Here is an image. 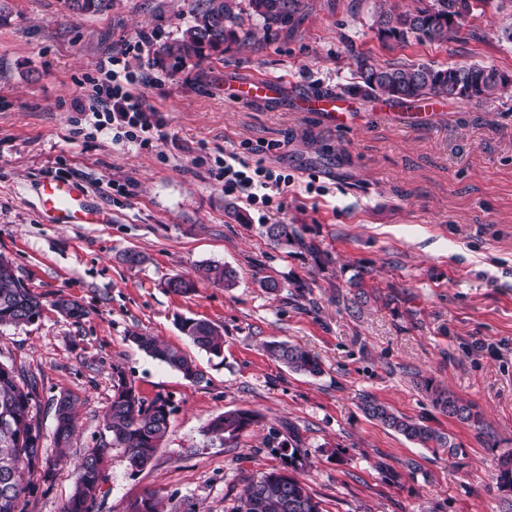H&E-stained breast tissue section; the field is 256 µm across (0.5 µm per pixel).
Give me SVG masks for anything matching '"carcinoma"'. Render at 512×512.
<instances>
[{
	"mask_svg": "<svg viewBox=\"0 0 512 512\" xmlns=\"http://www.w3.org/2000/svg\"><path fill=\"white\" fill-rule=\"evenodd\" d=\"M204 0L197 9L193 24L182 39L165 43L159 53L176 60L199 57L206 51H224V44L239 40L238 30L254 17L266 31L278 30L291 24L305 8L304 0ZM67 12L89 14L101 12L112 5V0H63ZM474 7L470 0H417V6L404 12L383 7L376 11L375 26L379 37L404 42L410 36L418 41H446L453 38L467 22ZM347 92L381 95L395 102L422 101L430 98H453L467 101H487L512 92V80L504 79L502 72L483 63L453 64L448 67L427 63H395L385 66L360 55L356 60V82ZM263 233L277 246H286L297 235L292 224H265ZM196 278L174 275L166 288L178 295L195 290V280L208 281L230 288L235 284L233 269L215 263H202L195 268ZM56 311L65 318L79 321L86 316L85 309L75 301L63 297L54 302ZM42 303L37 296L14 276L8 259L0 257V328L29 325L40 318ZM181 332L197 348L220 358L224 354V336L206 320L182 319ZM130 340L145 354L179 371L193 383L204 379L194 360L179 348L154 337L133 333ZM265 352L289 370L309 376L323 372L320 359L310 351L286 341L264 344ZM34 384L24 380L14 367L5 371L0 367V512H18V501L25 486L22 473L41 472L49 477L53 463L40 459V429L30 416ZM422 389L433 406L441 413L475 427L482 423L477 406L430 378L423 380ZM76 399L66 394L56 403L55 443L59 448L57 460L66 459L75 431ZM364 413L407 440L424 448H454L448 435L394 411L389 406L369 399L363 404ZM260 415L251 410L229 409L212 418L203 428V436L210 442H219L228 448L249 427L258 424ZM104 428L112 433V447L121 448L130 466L144 468L161 447L169 428V409L166 400L157 398L145 403L128 382L122 371H116L112 384V401L104 417ZM295 468L304 457L299 443L283 442L277 445ZM105 448L89 450L74 468V490L61 512H91L101 486ZM497 483L512 488V451L498 459ZM131 512H163L155 494L148 493L135 501ZM234 512H323L308 488L294 476L280 470L261 474L246 488Z\"/></svg>",
	"mask_w": 512,
	"mask_h": 512,
	"instance_id": "obj_1",
	"label": "carcinoma"
}]
</instances>
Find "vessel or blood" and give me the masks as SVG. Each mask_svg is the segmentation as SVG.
Masks as SVG:
<instances>
[{
    "label": "vessel or blood",
    "instance_id": "1",
    "mask_svg": "<svg viewBox=\"0 0 512 512\" xmlns=\"http://www.w3.org/2000/svg\"><path fill=\"white\" fill-rule=\"evenodd\" d=\"M282 90L280 80L252 77L235 81L229 89L237 102L265 104L277 100ZM300 112L320 113L333 127L347 125L349 114L342 98L333 95L300 96L294 101ZM42 217L48 224H105L109 217L95 206L86 187L79 181L49 176L40 182Z\"/></svg>",
    "mask_w": 512,
    "mask_h": 512
}]
</instances>
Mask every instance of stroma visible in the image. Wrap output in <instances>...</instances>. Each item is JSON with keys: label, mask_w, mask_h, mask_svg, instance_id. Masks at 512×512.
<instances>
[{"label": "stroma", "mask_w": 512, "mask_h": 512, "mask_svg": "<svg viewBox=\"0 0 512 512\" xmlns=\"http://www.w3.org/2000/svg\"><path fill=\"white\" fill-rule=\"evenodd\" d=\"M6 2L0 256L45 309L34 324L0 329V362L37 380L32 415L48 458L57 455V399H79L67 461L51 479H30L24 512H60L74 463L102 447L107 480L92 512H129L149 492L167 512H234L251 480L285 468L273 442L291 437L305 453L296 475L324 512H504L512 490L497 485L496 465L512 450V97L451 99L434 120L405 125L357 94L343 129L291 103L341 94L361 53L381 64L467 61L512 74V42L501 36L512 8L490 0L454 40L400 43L377 34L379 0H305L294 27L266 32L251 21L250 37L220 53L180 65L129 54L132 69L159 77L142 92L164 121L159 140L130 149L77 111L87 79L139 32H155L159 44L181 39L203 0H113L79 17L62 0ZM250 75L285 81L283 97H225L226 80ZM247 147L293 176L281 210L225 196L213 176L215 157ZM47 176L81 181L111 223H44L38 186ZM266 224L295 225L298 237L275 246ZM129 249L145 255L141 266L123 262ZM203 262L233 268L235 286L166 288ZM357 276L360 300L350 286ZM265 277L277 293L261 288ZM61 296L86 316L57 314L51 303ZM182 318L217 326L223 357L194 347ZM134 332L186 351L204 380L147 356ZM274 340L317 355L322 374L270 358L264 345ZM118 370L141 398L170 408L166 440L141 470L103 427ZM422 377L476 404L482 427L437 410ZM370 397L449 435L454 450L420 447L368 418ZM234 408L259 412L260 425L230 448L203 437L211 418Z\"/></svg>", "instance_id": "1"}]
</instances>
